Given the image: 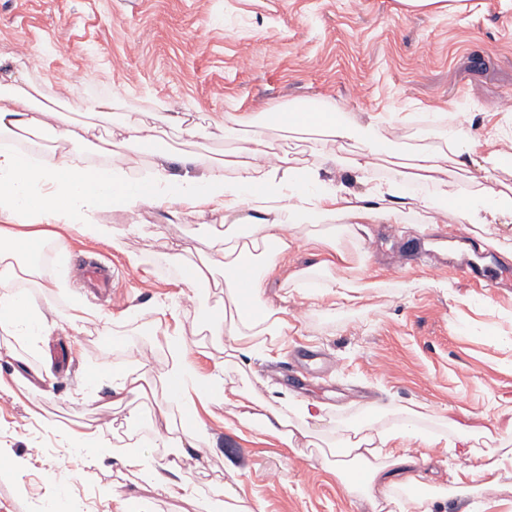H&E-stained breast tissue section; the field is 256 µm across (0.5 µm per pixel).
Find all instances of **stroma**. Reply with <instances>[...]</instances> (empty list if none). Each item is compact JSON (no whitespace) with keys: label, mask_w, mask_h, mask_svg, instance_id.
I'll use <instances>...</instances> for the list:
<instances>
[{"label":"stroma","mask_w":512,"mask_h":512,"mask_svg":"<svg viewBox=\"0 0 512 512\" xmlns=\"http://www.w3.org/2000/svg\"><path fill=\"white\" fill-rule=\"evenodd\" d=\"M39 55L29 71L48 102L66 119L88 123L95 135L118 132L124 113L150 118L157 104L190 112L206 137L182 150L221 153L228 112L259 113L295 103H321L362 117L366 112H409L412 122L393 132L405 147L437 144L453 125L477 136L512 127V0H439L413 9L401 0H0V71L21 52ZM101 98L115 99L112 115L90 112ZM478 112L489 121L475 120ZM278 153L302 164L331 168L353 142L322 141L315 130L266 128ZM102 223L136 225L126 255L105 241L69 236V264L96 258L112 268L113 294L87 292L73 283L45 308L54 326L25 341L0 330V512H192L126 471L118 457L139 451L146 465L175 460L177 448L153 447V392L161 391L171 358L164 332L184 339L186 357L202 377L246 387L273 410L293 416L295 405L316 401L325 419L295 449L281 447L259 425L243 426L230 406L173 403L180 430L204 427L187 461L193 495L230 488L253 512H370L322 464L336 438L364 425L400 429L412 419L423 434L456 442L471 436L472 451L512 448V289H480L451 271L395 269L408 251L392 225L374 224L365 240L337 239L314 256L304 246L288 269L312 268L305 285L316 289L332 275L329 260L347 254L361 282L356 299L311 307L290 299L294 323L270 354L230 364L224 343L199 323L218 308L219 295H195L183 267L167 263L161 243L189 247L199 262L214 255L218 229L197 222L186 208L142 204L135 213L106 211ZM499 278L512 281V223L468 224ZM91 314L81 335L68 328L73 302ZM178 319H171V312ZM311 347L331 362L304 385L283 379L297 348ZM152 364L153 392L125 394L113 403L116 370ZM88 432L96 451L72 453L62 430ZM416 461L415 486L396 483L402 501L433 487H449L448 456L437 448L397 440ZM512 512V469L502 471L495 495L451 496L436 512Z\"/></svg>","instance_id":"obj_1"}]
</instances>
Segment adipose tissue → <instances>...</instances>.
I'll return each instance as SVG.
<instances>
[{
  "label": "adipose tissue",
  "mask_w": 512,
  "mask_h": 512,
  "mask_svg": "<svg viewBox=\"0 0 512 512\" xmlns=\"http://www.w3.org/2000/svg\"><path fill=\"white\" fill-rule=\"evenodd\" d=\"M39 95L28 80L26 64H18L0 78V328L19 337L32 339L48 330L44 315L48 298L68 286L63 276L48 280L37 294L14 286L22 259L38 257L46 245L39 230L43 224L106 241L132 264L137 258L128 251L129 230L101 223L103 211L132 212L147 202L178 204L204 223L221 226L214 259L188 264L186 277L198 290L223 289L220 316L204 319L203 324L210 335L230 337L232 356L239 361L265 350L268 340L287 335L294 327L287 309L267 301L264 293L269 278L281 275L299 249L296 229L317 228L316 244L332 248L337 233L359 240L368 225L404 224L417 211L427 224L443 223L451 214L464 224L512 220V187H486L478 194L460 197L449 192L445 176L448 165L464 166L475 155L481 159L484 174L496 171L505 148H512V136L502 132L481 140L463 126L444 144L391 151L386 133L393 121L383 114L353 120L347 113L322 108H276L283 128L318 127L331 141L355 142L357 150L352 155H335L337 168L365 174L377 161L393 158L396 178L375 183L367 194L357 195L344 183L324 178L316 166H299L288 159L272 162V145L260 129L258 113H225V134L247 127L250 136L219 157H183L185 171L176 175L169 169V155L158 146L170 135L201 136L188 113L156 112L146 122L139 113L130 112L119 137L104 139L94 136L90 127L65 122L61 112L41 102ZM34 133L46 134L55 143L89 146L105 163L93 166L78 157L24 156L11 148V141ZM130 153L154 155L145 175L130 172L123 161ZM411 172L433 188L412 206L406 203L402 186ZM243 203L251 210L246 218L237 215ZM218 267L224 270L220 280L214 275ZM169 377L173 389L154 402L155 417L161 422L155 430L158 445L173 441L182 448L195 447L197 432L178 431L167 413L168 404L193 394L233 405L243 424L262 417L264 431L292 447L295 433L285 415L276 411L258 415L257 402L243 389L202 383L187 363L183 346L173 351ZM398 436L420 438L408 424L395 435L380 432L341 439L324 456L326 469L344 490L368 500L373 512H384L392 501L385 474L404 461L391 446ZM508 468H512L511 451L469 461L457 470L452 493L463 498L477 490H494L501 471Z\"/></svg>",
  "instance_id": "adipose-tissue-1"
}]
</instances>
